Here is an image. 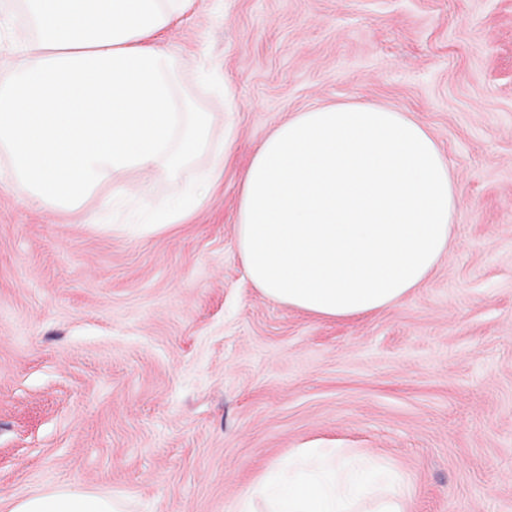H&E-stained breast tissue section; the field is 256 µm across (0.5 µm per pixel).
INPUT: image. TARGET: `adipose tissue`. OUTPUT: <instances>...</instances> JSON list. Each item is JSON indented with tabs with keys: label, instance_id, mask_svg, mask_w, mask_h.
Returning a JSON list of instances; mask_svg holds the SVG:
<instances>
[{
	"label": "adipose tissue",
	"instance_id": "obj_1",
	"mask_svg": "<svg viewBox=\"0 0 512 512\" xmlns=\"http://www.w3.org/2000/svg\"><path fill=\"white\" fill-rule=\"evenodd\" d=\"M189 0H7L26 33L0 81V152L40 207L100 183L137 193L207 150L215 121L181 90L160 41ZM140 172L141 182L128 181ZM461 194L436 142L404 113L335 104L295 113L241 179L237 248L255 288L325 320L401 304L451 244ZM404 476L367 450L296 448L242 494L239 512H408ZM8 512H123L66 485Z\"/></svg>",
	"mask_w": 512,
	"mask_h": 512
}]
</instances>
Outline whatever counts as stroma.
Wrapping results in <instances>:
<instances>
[{
  "label": "stroma",
  "mask_w": 512,
  "mask_h": 512,
  "mask_svg": "<svg viewBox=\"0 0 512 512\" xmlns=\"http://www.w3.org/2000/svg\"><path fill=\"white\" fill-rule=\"evenodd\" d=\"M161 37L216 117L210 152L134 197L105 182L41 210L24 183L0 192V491L237 512L324 443L401 472L409 512H512V0H195ZM332 103L407 113L465 197L431 276L347 321L263 296L236 245L251 154ZM229 136L205 202L162 223ZM109 198L111 223H89Z\"/></svg>",
  "instance_id": "35a3bbf8"
}]
</instances>
